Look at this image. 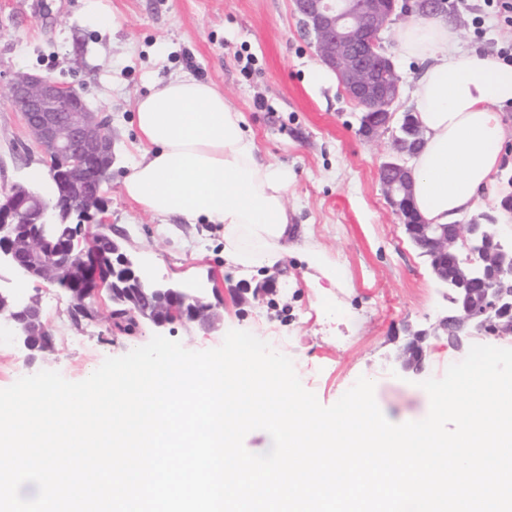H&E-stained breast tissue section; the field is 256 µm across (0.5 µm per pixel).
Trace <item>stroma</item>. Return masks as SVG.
Masks as SVG:
<instances>
[{"label":"stroma","mask_w":512,"mask_h":512,"mask_svg":"<svg viewBox=\"0 0 512 512\" xmlns=\"http://www.w3.org/2000/svg\"><path fill=\"white\" fill-rule=\"evenodd\" d=\"M445 2L464 47L494 52L512 42V28L486 0ZM92 9L110 27L93 23ZM318 63L292 0H0V192L28 182L31 167L47 165L21 114L4 99L14 75L45 73L82 88L112 125V179L103 196L140 276L217 290L223 323L219 330L185 322L159 331L142 319L127 334L114 327L105 290L88 302L94 318L77 323L58 287L6 270L0 286L37 298L54 346L33 354L0 342V389L42 370L84 380L105 358L159 333L202 351L219 347L227 331L245 330L291 358L321 405L334 404L363 376L374 382L387 419L421 415V381L442 377L465 357L431 333L448 312L447 288L386 201L378 170L390 135L363 139L361 112L338 81L310 82ZM185 73L212 83L243 113L262 162L293 174L291 222L311 231L335 261L339 287H309L306 265L293 253L276 270L239 276L224 261L217 225L164 220L126 197L123 182L138 158L135 102L156 80ZM415 331L429 337L423 369L413 375L400 370L396 356Z\"/></svg>","instance_id":"obj_1"}]
</instances>
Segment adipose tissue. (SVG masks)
I'll list each match as a JSON object with an SVG mask.
<instances>
[{"label":"adipose tissue","instance_id":"adipose-tissue-1","mask_svg":"<svg viewBox=\"0 0 512 512\" xmlns=\"http://www.w3.org/2000/svg\"><path fill=\"white\" fill-rule=\"evenodd\" d=\"M420 59L414 110L425 144L411 163L414 205L430 224L477 206L499 170L512 106V64L464 48L447 20L416 18L397 34ZM139 158L125 195L156 217L217 224L224 260L241 274L275 268L291 234L287 169L259 162L244 118L210 82L183 74L137 99Z\"/></svg>","mask_w":512,"mask_h":512}]
</instances>
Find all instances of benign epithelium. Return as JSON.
Instances as JSON below:
<instances>
[{"instance_id": "1", "label": "benign epithelium", "mask_w": 512, "mask_h": 512, "mask_svg": "<svg viewBox=\"0 0 512 512\" xmlns=\"http://www.w3.org/2000/svg\"><path fill=\"white\" fill-rule=\"evenodd\" d=\"M293 9L321 64L336 75L346 96L364 112L382 113L381 121L361 125L360 134L372 139L387 131L396 116L400 77L378 34L394 16L441 14L443 0H293ZM6 102L23 115L41 152L62 160L50 166L48 177L54 187L65 191L58 206L24 183L14 184L0 196V268L66 287L77 314L86 317L84 300L109 284L85 275L84 243L90 235L104 238L111 247L112 263L119 265L120 280L139 283L126 290L114 285L113 304H132L158 328L183 320L208 329L217 327L220 316L200 296L165 281L142 283L133 258L112 238L104 217L105 202L98 192L112 177V132L102 114L90 109L84 94L49 74L21 72L10 83ZM423 144L424 132L415 123L407 136L393 137L389 160L380 167L388 202L399 217L413 203L409 161ZM406 230L421 254L431 260L436 280L453 292L448 314L438 324L448 347L461 350L492 328L500 336H511V288L489 280L480 301L463 313L456 306L459 289L448 283V266L438 265V259L458 252L459 247H471L481 225L408 224ZM480 261L483 273L512 270V257L504 252L483 253ZM0 320L9 326L13 341L28 350L33 349V325L52 343L41 307L31 298L0 290ZM424 340L425 335L416 334L405 345L400 355L404 372H421L416 352L423 349Z\"/></svg>"}]
</instances>
